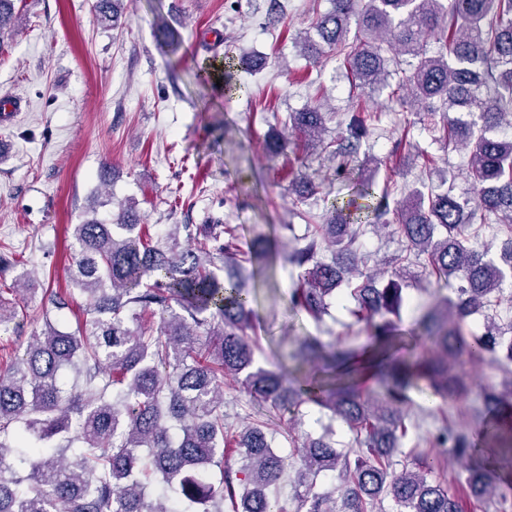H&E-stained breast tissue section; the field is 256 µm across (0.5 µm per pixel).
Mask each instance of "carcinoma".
Listing matches in <instances>:
<instances>
[{"label":"carcinoma","instance_id":"obj_1","mask_svg":"<svg viewBox=\"0 0 512 512\" xmlns=\"http://www.w3.org/2000/svg\"><path fill=\"white\" fill-rule=\"evenodd\" d=\"M123 0H96L104 19L117 17ZM330 8L300 38L303 55L328 50L355 85L371 93L394 74L407 96L403 109L440 102L433 123L448 149L472 147L469 177L475 190L459 200L442 185L416 190L389 221L390 187L348 167L378 112L360 107L346 123L347 141H324L321 103L290 112L284 126L304 134L306 150L341 159L337 176L350 182L347 201L326 207L323 224L308 225L289 250L258 236L242 253L235 229L224 224H175L161 246L139 224L132 207L116 224L89 220L71 225L72 285L84 299L86 320L59 329L52 310L69 305L63 294L41 299L43 328L23 353L0 368V512H288L276 488L295 470L294 512H463L448 488L433 478L448 447L467 457L482 445L498 470L470 469L460 488L471 496L512 497V369L481 398L490 414L477 431L444 428L416 435L403 451L408 425L401 413L406 391L426 380L434 394L464 396L467 378L448 372L462 360L512 363V317L500 307L512 288V138L497 128L512 112V0H329ZM437 44L429 52L428 41ZM247 64L224 54L202 69L203 81L226 95L245 91L237 71ZM394 70H389V66ZM457 116L451 118L449 114ZM504 236L487 256L471 241L477 213ZM392 222L407 240L388 280L351 289L356 321L372 341L332 352L324 360L343 370L331 382L294 378L262 366L256 341L243 329L257 318L250 291L221 275L226 261L246 255L260 264L277 253L300 269L288 297L293 312L316 321L326 297L358 263L357 239L369 224ZM194 246H182L180 233ZM332 250L320 257L322 247ZM433 277L450 293L417 321L431 337L430 356H396L403 282ZM474 314L484 332L464 327ZM297 416L304 403L331 412L352 433L350 447L328 436H306L288 457L279 455L264 425L241 430L224 413V385ZM403 455L396 470L394 457ZM334 472L338 484L315 490Z\"/></svg>","mask_w":512,"mask_h":512}]
</instances>
